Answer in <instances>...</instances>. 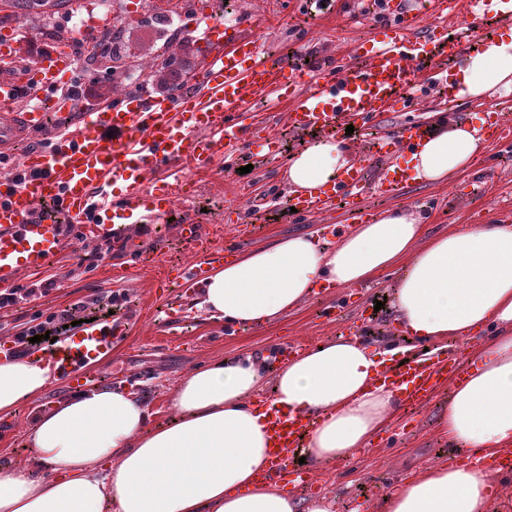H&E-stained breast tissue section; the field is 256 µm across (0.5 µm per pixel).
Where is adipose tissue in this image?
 Here are the masks:
<instances>
[{
    "mask_svg": "<svg viewBox=\"0 0 512 512\" xmlns=\"http://www.w3.org/2000/svg\"><path fill=\"white\" fill-rule=\"evenodd\" d=\"M451 81L467 99L512 93V30L467 54ZM485 147L477 127L440 114L407 165L416 181L440 185ZM353 161L345 141L315 138L290 157L287 185L296 194L325 187ZM393 270L395 322L410 341L474 343L440 416L449 445L472 460L400 480L382 512H488L512 484V474L493 465L512 450V222L431 236L415 212L392 209L352 225L333 245L313 234L281 237L214 270L198 306L230 324H271L316 289L352 288ZM401 353L392 343L375 350L340 336L271 377L253 354L227 358L182 379L169 402L171 422L155 428L145 402L126 389L72 394L36 416L30 470L0 467V512H332L326 498L300 501L261 480L270 448L265 414L251 397L272 378L275 404L313 420L307 459H348L398 409L400 394L378 373ZM54 381L33 359L0 360V415Z\"/></svg>",
    "mask_w": 512,
    "mask_h": 512,
    "instance_id": "obj_1",
    "label": "adipose tissue"
}]
</instances>
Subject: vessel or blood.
Segmentation results:
<instances>
[{
	"instance_id": "1",
	"label": "vessel or blood",
	"mask_w": 512,
	"mask_h": 512,
	"mask_svg": "<svg viewBox=\"0 0 512 512\" xmlns=\"http://www.w3.org/2000/svg\"><path fill=\"white\" fill-rule=\"evenodd\" d=\"M476 3L477 11L462 9L463 28L451 33L431 22L446 11L448 0H425L420 11L402 22L374 28L369 44H358L352 59L312 74L285 58L264 60L262 44L255 38L222 46L224 24L210 18L199 29L207 48L199 69L200 92L122 95L77 116L71 113L74 101H65L63 112L56 115L62 131L51 147L29 152L22 161L25 181L0 177V291L17 287L20 273L37 274L51 263L65 224L85 223L91 214L95 233L112 235L129 224L165 221L183 183L175 181L163 193H154L147 184L151 171L196 169L239 147L259 148L267 158L280 155L279 141L247 137L238 110L241 103L264 97L273 88L291 91L285 115L293 132L335 136L345 125L369 128L377 117L398 110L428 66L448 72L489 32L512 25V9L501 10L494 0ZM12 65V54L0 55V155L8 156L30 130L43 125L40 102L59 87V75L71 60L54 54L36 61L28 76L37 103L23 112L15 109L19 82L10 73ZM427 133L424 124L406 123L372 147L378 152L411 151ZM366 170L365 161H357L332 186L310 197L289 196L286 205L298 216L310 217L343 202L353 223L364 222L367 212L356 196ZM45 204L58 206L59 218L34 222L33 211ZM126 332V323L93 321L50 349L35 348L31 354L69 385L84 387L95 366L111 354L114 341ZM463 371L456 357L418 353L383 370L380 377L416 406L441 379L459 377ZM265 417L271 448L266 479L310 486L307 471L295 463L305 447L309 420L270 403Z\"/></svg>"
}]
</instances>
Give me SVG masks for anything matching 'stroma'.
<instances>
[{
    "mask_svg": "<svg viewBox=\"0 0 512 512\" xmlns=\"http://www.w3.org/2000/svg\"><path fill=\"white\" fill-rule=\"evenodd\" d=\"M109 2L108 9L91 14L82 9L48 20L19 19L2 25L0 42L13 47L18 65L25 66L33 63L36 51L45 47L41 35L45 26L62 29L68 37L76 38L80 35L81 20L91 15L102 29L123 26L133 52L144 60L184 48L194 61L202 51L195 24L199 16L219 6V0H197L194 12L190 13L183 0ZM368 2L329 0L324 11L314 15L306 0H238L230 21L224 25V36H238L243 21L250 19L266 54L300 64L309 60L328 68L350 50L355 40L367 36L374 24ZM247 109L257 126H269L281 137L282 157L251 158L226 153L211 172L190 175L173 220L130 225L126 236L113 240L111 253L96 266L89 268L81 263L84 250L94 247L96 238L82 229H74L64 238L60 254L46 272L47 277L55 280V288L34 301L0 310V343L11 342L35 312L60 310L82 302L86 305L85 316L91 317L98 313L97 298L113 292L126 293L120 313L131 321V332L116 342L111 356L98 365L93 385L126 386L145 401L151 411L150 423L157 427L171 420L169 401L173 391L196 367L248 352L260 356L282 340L313 347L349 329L358 330L373 346L401 341L402 333L387 302L395 286L396 277L392 274L361 288L319 291L277 322L245 325L235 333L227 324L211 321L196 307L197 289L182 286L162 293L156 286L158 271L153 267H137L124 278H113L114 259L133 258L140 249L154 250L170 266L191 264L193 258L179 234L180 223L187 218L213 231L219 245L234 236L237 224L256 210L262 213L263 220L247 241V248L312 230L327 242H337V235L329 227L346 223L343 208L336 206L321 215L301 219L289 216L285 209V165L288 155L299 150L301 136L285 126L283 100L273 95L251 101ZM491 109L512 122V95L461 99L449 104L436 91L414 87L402 111L391 113L378 126L351 140L350 145L354 152H361L373 137L392 133L410 120L431 125L435 112L465 121L482 117ZM391 162L389 156L376 155L368 163L360 201L369 212L399 206L416 210L432 235L450 232L462 224L512 221V142L488 148L467 170L445 184L415 182L388 195L379 192L378 184ZM71 393L66 382L56 381L38 399L18 407L11 417H0L1 466L30 468L28 437L36 415ZM448 395L449 389L444 386L421 408L402 409L381 440L353 458L310 465L315 488L298 489L296 497H327L335 505L334 512H354L361 504L366 505L367 512H381L383 497L393 481L417 475L428 466L447 463L453 454L454 449L439 424Z\"/></svg>",
    "mask_w": 512,
    "mask_h": 512,
    "instance_id": "35a3bbf8",
    "label": "stroma"
}]
</instances>
